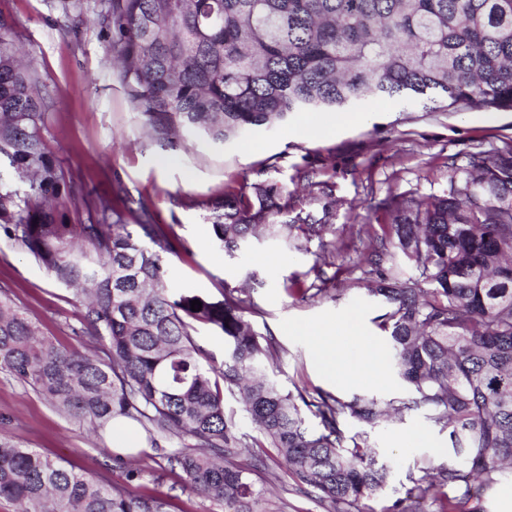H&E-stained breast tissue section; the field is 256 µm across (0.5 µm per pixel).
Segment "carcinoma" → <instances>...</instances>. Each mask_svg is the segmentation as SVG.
Segmentation results:
<instances>
[{
  "label": "carcinoma",
  "mask_w": 512,
  "mask_h": 512,
  "mask_svg": "<svg viewBox=\"0 0 512 512\" xmlns=\"http://www.w3.org/2000/svg\"><path fill=\"white\" fill-rule=\"evenodd\" d=\"M108 17L127 94L168 139L197 131L223 142L374 99L512 112V0H110ZM42 120L28 65L0 23V155L43 198L34 213L1 194L0 226L84 306L82 350H66L0 296V369L97 429L123 417L156 442L177 439L167 467L224 512H280L252 478L263 458L237 463L248 445L225 414L228 393L298 489L333 506L381 495L388 478L376 452L347 444L346 410L367 425L422 412L448 430L456 462L422 467L415 506L429 497L438 512H457L512 467V147L452 167L442 196L394 197L388 223L365 230L379 279L370 292L388 308L379 327L407 391L387 404L343 403L286 392L269 376L282 347L253 330L246 314L259 310L245 291L226 288L219 299L169 288L167 255L183 248L175 225L142 207L134 232L103 199L96 223H58ZM208 209L215 241L233 258L260 233L297 251L334 233L308 216L279 222L288 190L276 182L228 188ZM396 250L419 278L401 277ZM198 323L223 333L221 364L198 342ZM141 471L106 485L0 435V498L17 512H168L169 499L130 490Z\"/></svg>",
  "instance_id": "carcinoma-1"
}]
</instances>
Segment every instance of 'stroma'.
Here are the masks:
<instances>
[{
	"mask_svg": "<svg viewBox=\"0 0 512 512\" xmlns=\"http://www.w3.org/2000/svg\"><path fill=\"white\" fill-rule=\"evenodd\" d=\"M0 0V15L12 26L15 44L27 54L32 85L44 114L41 136L47 154L63 174L57 217L66 224L89 221L87 204L104 197L122 210L125 223L137 221L125 199L142 201L162 224L175 225L187 247L171 256L173 287L219 296L223 288L245 286L248 273L258 283L250 297L258 307L250 321L258 335H273L283 353L273 377L284 390H324L341 402L373 396L388 401L405 385L390 361L386 332L378 326L384 312L365 272L368 250L357 233L386 218L385 200L395 195L440 196L448 190L449 166L469 154L494 153L512 146V112L489 117L478 110L428 112L380 99L361 110L297 114L273 127L215 142L193 133L177 143L155 133L130 101L120 80L112 47L111 23L102 16L105 0ZM286 185L296 198L285 221L299 215L328 217L336 229V251L323 253L318 241L296 251L261 236L229 258L213 239L205 201L225 187L250 188L269 181ZM335 199L324 215L325 199ZM326 289L301 301L287 294L293 282ZM0 291L57 346L75 347L84 308L73 290L39 265L17 240L0 231ZM327 324L336 330L340 361L357 348L350 327L380 351L373 374L357 382L326 378L316 365L305 328ZM250 445L259 447L267 467L256 472L283 512H334L329 502L300 493L287 467L233 397L225 399ZM347 439L361 438L375 448L389 470L378 497L363 500L362 512H389L406 498L423 461L447 464L448 433L424 414L412 413L369 426L341 414ZM427 433L420 441L418 433ZM0 434L102 483H120L131 460L105 458L112 433L93 432L89 421L63 414L29 385L0 369ZM143 467L134 483L138 493L171 496L170 512H222L217 503L183 487L184 475L169 470L158 449L137 457Z\"/></svg>",
	"mask_w": 512,
	"mask_h": 512,
	"instance_id": "stroma-1",
	"label": "stroma"
}]
</instances>
